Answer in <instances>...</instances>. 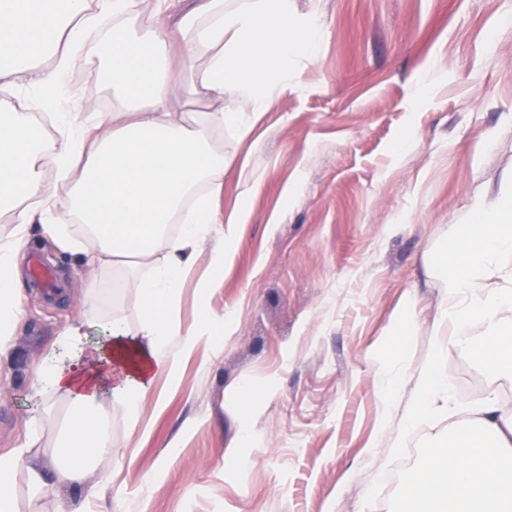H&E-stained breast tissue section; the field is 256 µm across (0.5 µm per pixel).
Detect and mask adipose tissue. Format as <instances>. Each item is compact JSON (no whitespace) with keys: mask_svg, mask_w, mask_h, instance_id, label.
I'll return each mask as SVG.
<instances>
[{"mask_svg":"<svg viewBox=\"0 0 512 512\" xmlns=\"http://www.w3.org/2000/svg\"><path fill=\"white\" fill-rule=\"evenodd\" d=\"M181 2L155 0L143 27L133 17L135 0H0V86L22 80L38 92L31 106L0 102V210L11 209L16 223L14 235L0 240V359L23 317L19 266L31 228L92 270L151 268L124 280L141 301L138 327L114 313L92 342L84 323L73 322L58 352L38 365L41 391L69 404L54 449L59 466L50 482L31 466L27 447L0 454V512H17L20 469L37 491L86 477L113 452L103 402L139 419L157 378L175 379L183 358L211 338L216 319L204 301L190 326L178 312L196 254H209L210 274L197 283L204 298L231 258L241 222L236 213L217 220L231 161L216 138L246 132L272 93L296 80L290 60L316 49L317 23L296 0H194L187 9ZM76 67L109 83L121 109L88 124L63 110L64 78ZM176 80L206 99L208 110L190 118L176 109ZM36 108L54 118V142L37 131ZM50 165L74 184L70 202L50 190ZM76 214L80 241L60 231ZM486 455L512 460V409L493 390L444 455L425 457L408 512H512V475L477 465Z\"/></svg>","mask_w":512,"mask_h":512,"instance_id":"obj_1","label":"adipose tissue"}]
</instances>
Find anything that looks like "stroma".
<instances>
[{
	"mask_svg": "<svg viewBox=\"0 0 512 512\" xmlns=\"http://www.w3.org/2000/svg\"><path fill=\"white\" fill-rule=\"evenodd\" d=\"M296 4L318 18L315 56L294 60L299 79L247 136L224 135L234 164L219 212L247 218L207 297L228 319L223 334L175 381H156L163 404L144 426L113 405L119 453L82 483L37 494L18 474L19 512H394L427 449L489 388L512 408V379L483 377L451 346L430 264L440 238L497 203L512 176V0ZM67 83L72 111L118 106L85 70ZM26 256L25 317L0 361V451L37 440L50 474L67 404L43 397L35 364L76 320L93 339L112 312L138 326L141 302L49 239ZM34 257L51 283L33 275ZM433 358L459 411L408 421ZM392 381L403 390L386 406Z\"/></svg>",
	"mask_w": 512,
	"mask_h": 512,
	"instance_id": "obj_1",
	"label": "stroma"
}]
</instances>
